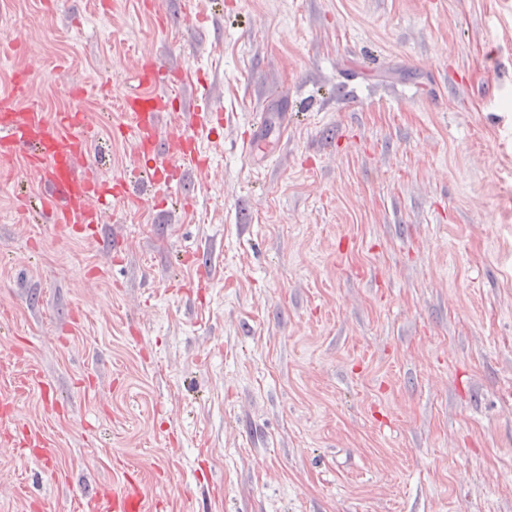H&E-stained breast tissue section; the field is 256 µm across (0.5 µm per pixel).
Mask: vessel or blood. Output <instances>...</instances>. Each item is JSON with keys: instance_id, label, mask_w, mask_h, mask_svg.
I'll list each match as a JSON object with an SVG mask.
<instances>
[{"instance_id": "1", "label": "vessel or blood", "mask_w": 512, "mask_h": 512, "mask_svg": "<svg viewBox=\"0 0 512 512\" xmlns=\"http://www.w3.org/2000/svg\"><path fill=\"white\" fill-rule=\"evenodd\" d=\"M192 81V71L169 72L147 58L137 83L127 87L121 97L129 121L120 132L136 141L143 160L141 169L148 177H155L161 168L185 172L204 167L194 135L208 129L213 113H188L193 134L177 129L162 133L160 115L168 111L173 97L154 92L160 85L179 88ZM28 91L27 80L18 75L10 91L0 95V168L9 167L15 158H24L43 181L40 214L85 238H96L102 215L116 201L129 196L124 180L100 181L83 173L92 131L86 113L62 112L55 119H47L39 108L26 104ZM98 512H148V502L140 487L127 483L100 497Z\"/></svg>"}]
</instances>
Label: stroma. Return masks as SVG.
Segmentation results:
<instances>
[{"label":"stroma","mask_w":512,"mask_h":512,"mask_svg":"<svg viewBox=\"0 0 512 512\" xmlns=\"http://www.w3.org/2000/svg\"><path fill=\"white\" fill-rule=\"evenodd\" d=\"M147 57L224 115L202 173L95 240L0 174V512H96L129 474L157 512H512V0L0 7V93L23 70L89 113L100 178L140 165Z\"/></svg>","instance_id":"obj_1"}]
</instances>
